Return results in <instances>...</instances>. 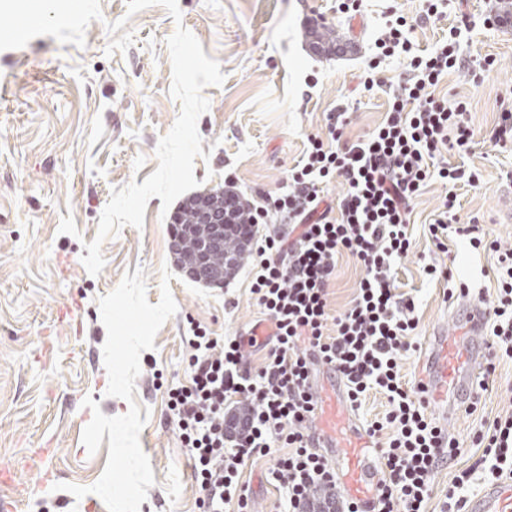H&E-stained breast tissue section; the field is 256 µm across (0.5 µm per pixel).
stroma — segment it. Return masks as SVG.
<instances>
[{"instance_id":"stroma-1","label":"stroma","mask_w":512,"mask_h":512,"mask_svg":"<svg viewBox=\"0 0 512 512\" xmlns=\"http://www.w3.org/2000/svg\"><path fill=\"white\" fill-rule=\"evenodd\" d=\"M512 0H460L446 18L424 20L420 0H363L355 16L340 0H178L181 21L160 6L128 15L127 0H41L37 23L18 36L16 14L0 8V467L13 479L0 484V504L16 512H107L95 494L75 498L63 484L93 485L109 453L101 444L88 454L81 436L92 418L85 397L103 414L119 416L137 402L149 411L140 434L155 482L140 512H200L201 492L189 452L170 421L167 389L190 386L185 358L191 325L217 337L244 334L264 317L250 290L248 264L229 289L190 278L173 258L168 217L160 198L146 206L142 228L123 227L102 244L105 266L90 275L81 257L92 241L112 189L144 182L158 167L159 139L173 126L181 104L170 94L172 67L166 40L184 26L214 58L222 86L203 91L209 109L197 123L204 154L196 158L197 193L220 191L233 178L242 199L260 204V192H279L302 158L307 137L324 131V114L336 105L354 112L351 135L384 119L390 95L406 75L386 63V89L364 91L365 62L387 16L402 15L410 37L430 46L447 36L459 16L472 31L460 43L471 61L493 58L480 83L467 70L452 72L435 94L467 101L482 139L466 157L478 169V186L462 187L459 223L478 218L487 237L512 244V150L495 145L491 130L500 102L512 103ZM123 21L110 32L109 23ZM337 30L343 42L325 55L307 41L313 29ZM441 188L428 185L413 203L412 249L398 270L403 290L413 291L419 318L417 343L455 305L441 285L426 283L422 257L452 266L472 294L493 296L496 257L475 253L456 238L447 251L430 242L425 226L439 205ZM143 268L147 298L161 297L163 272L177 312L141 354L132 400L107 395L103 362L107 331L98 300L125 273ZM512 408V359L478 390L475 408L448 427L461 454L439 471L427 503L436 512L457 470L482 454L476 433ZM272 457L247 464L252 512H285L287 505L266 471Z\"/></svg>"}]
</instances>
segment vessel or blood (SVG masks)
Listing matches in <instances>:
<instances>
[{
    "mask_svg": "<svg viewBox=\"0 0 512 512\" xmlns=\"http://www.w3.org/2000/svg\"><path fill=\"white\" fill-rule=\"evenodd\" d=\"M484 311L478 300L459 299L450 327L428 338L426 373L420 390L444 424H451L469 396L487 355ZM316 405L310 426L317 451L336 462L338 492L359 512H375L386 471L370 439L352 412L347 389L323 362H316ZM467 512H512V477L494 480L469 499Z\"/></svg>",
    "mask_w": 512,
    "mask_h": 512,
    "instance_id": "1",
    "label": "vessel or blood"
}]
</instances>
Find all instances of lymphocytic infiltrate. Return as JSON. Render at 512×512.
Returning <instances> with one entry per match:
<instances>
[{
	"label": "lymphocytic infiltrate",
	"instance_id": "obj_1",
	"mask_svg": "<svg viewBox=\"0 0 512 512\" xmlns=\"http://www.w3.org/2000/svg\"><path fill=\"white\" fill-rule=\"evenodd\" d=\"M409 33L405 17L387 20L365 71L369 91L382 86L384 61L397 59L408 68L383 122L350 139L349 109L336 105L325 116V136L309 137L285 186L264 195L249 224L237 230L250 247L251 292L264 312L267 337L253 331L219 339L197 327L188 340L192 383L170 389L168 406L192 453L204 512H224L231 502L237 512H249L241 471L268 455L288 512H357L337 494L335 469L312 449L307 421L315 403V353L344 379L352 409L372 391L387 399L388 411L366 427L387 474L379 512H425L436 473L459 449L400 375L401 355L416 348L419 319L396 271L411 249L412 203L428 184L444 190L428 226L435 247L446 249L453 236L497 258L495 295L484 307L486 331L492 347L512 358V248L487 239L477 220L458 223L456 188L477 186L480 175L449 157L469 151L475 132L466 102L451 105L434 95L443 77L460 67L462 30L451 27L446 40L423 50ZM336 180L345 191L332 201L324 186ZM272 214L282 231L258 237ZM341 253L354 257L363 275L348 307L334 316L329 289ZM255 347L265 348L266 357L253 372L243 359ZM476 441L483 449L476 466L488 467L495 479L512 474L511 411Z\"/></svg>",
	"mask_w": 512,
	"mask_h": 512
}]
</instances>
